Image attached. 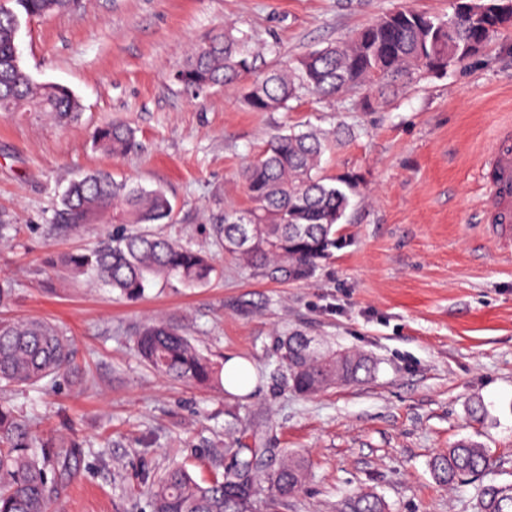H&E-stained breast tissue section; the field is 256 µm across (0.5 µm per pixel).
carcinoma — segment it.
<instances>
[{"mask_svg":"<svg viewBox=\"0 0 512 512\" xmlns=\"http://www.w3.org/2000/svg\"><path fill=\"white\" fill-rule=\"evenodd\" d=\"M77 0H6L0 4V112H47L61 123L80 119L82 106L67 87L37 83L22 68L17 28L22 21L75 7ZM512 22V0H471V12L442 17L399 8L352 35L303 56L297 66L264 71L244 87L243 101L253 112L289 108L303 90L320 99L356 90L363 103L415 82L422 72L461 64ZM257 56L243 40L226 31L194 45L175 81L193 95L213 87H236L256 70ZM134 131L115 121L97 128L93 147L114 157L132 147ZM328 147L324 133L294 127L275 136L242 177L250 207L224 213L214 231L224 251L269 281L310 278L342 241L336 224L345 217L362 177L354 171L321 173ZM174 207L161 189L115 180L90 171L69 183L56 219L62 224H166ZM63 264L74 276L90 275L128 299L144 296L158 281L176 280L202 287L217 269L200 250L147 231L116 230L87 252L70 253ZM138 356L163 377L202 387H222L224 367L206 356L179 326L155 320L136 336ZM73 341L42 320L0 318V388L33 387L67 369ZM284 379L292 390L312 396L336 384H358L375 371L359 351H324L301 334L280 346ZM32 416L0 401V512H57L65 484L75 475L80 444L64 435L38 439ZM231 458L224 471L200 483L183 466H173L148 487L151 512H255L262 485L271 503L294 496L306 478L304 460L289 457L265 469V448L216 449V460ZM494 461L479 444L462 440L438 454L432 471L448 488L465 480L479 482L474 512H512V483H485ZM347 512H385L383 501L361 492L346 503Z\"/></svg>","mask_w":512,"mask_h":512,"instance_id":"cac0c4a2","label":"carcinoma"}]
</instances>
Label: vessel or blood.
I'll list each match as a JSON object with an SVG mask.
<instances>
[{
	"label": "vessel or blood",
	"mask_w": 512,
	"mask_h": 512,
	"mask_svg": "<svg viewBox=\"0 0 512 512\" xmlns=\"http://www.w3.org/2000/svg\"><path fill=\"white\" fill-rule=\"evenodd\" d=\"M490 178L485 190L490 200L487 211L490 223L495 224L502 238L512 237V125H501L494 145L484 160Z\"/></svg>",
	"instance_id": "1"
}]
</instances>
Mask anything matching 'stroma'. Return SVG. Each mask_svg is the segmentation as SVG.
I'll return each mask as SVG.
<instances>
[{"label":"stroma","mask_w":512,"mask_h":512,"mask_svg":"<svg viewBox=\"0 0 512 512\" xmlns=\"http://www.w3.org/2000/svg\"><path fill=\"white\" fill-rule=\"evenodd\" d=\"M401 5L454 10V0H81L23 23L24 70L83 106L67 126L44 112L0 113V218L17 226L0 243V279L15 288L0 317L55 323L76 350L53 382L0 399L35 414L40 432L68 428L80 441L62 512H150L147 488L170 466L210 480L214 449L236 438L304 456L306 480L278 512H338L360 491L386 512H473L474 484L446 489L430 469L464 438L489 450L496 481L512 483V249L482 221L479 168L498 125L512 122V25L371 110L353 91L328 101L304 91L288 111L252 112L239 92L195 99L172 78L197 42L227 29L270 68ZM113 120L135 132L120 158L92 146ZM306 123L343 133L325 174L354 170L363 181L336 227L342 246L314 277L267 282L225 253L213 219L248 207L241 170L275 134ZM93 169L164 189L175 212L156 232L206 251L222 276L193 289L160 282L128 300L48 268L46 258L92 249L112 231L55 221L68 180ZM157 316L215 360L249 359L252 394L154 372L134 340ZM297 332L365 352L374 377L297 395L277 353ZM475 400L486 407L478 421L467 411Z\"/></svg>","instance_id":"stroma-1"}]
</instances>
